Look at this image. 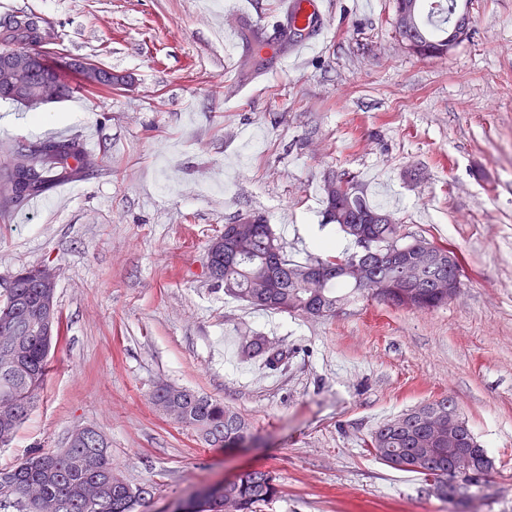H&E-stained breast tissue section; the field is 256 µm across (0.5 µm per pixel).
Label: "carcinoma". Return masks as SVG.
Segmentation results:
<instances>
[{
	"label": "carcinoma",
	"instance_id": "1",
	"mask_svg": "<svg viewBox=\"0 0 512 512\" xmlns=\"http://www.w3.org/2000/svg\"><path fill=\"white\" fill-rule=\"evenodd\" d=\"M467 0H395V25L403 43L448 50V30L471 24ZM32 16L20 11L0 22V41L29 47V34L17 27L16 18ZM80 75L71 60L48 58L36 78L58 83L61 99L74 93L67 73ZM18 167L0 171V220L13 206L46 192L56 181L82 175L95 166L80 142L46 139L20 144ZM324 223L335 224L360 250L338 254L323 248V256L305 263L288 259L271 224L257 214H241L224 225V243L215 250L212 277L224 282V294L262 310L288 315L324 316L336 311L356 294L368 293L395 307L425 310L449 302L448 288L437 281L448 278V264L432 263L421 272L417 284L406 280L400 267L383 257L403 250L410 254L430 244L423 237L407 238L402 225L390 222L392 214L371 205L360 191L355 176L340 171L323 184ZM326 270L324 284L311 287L307 270L312 265ZM32 266L14 275V294L24 297L22 310L8 297L0 299V446L9 444L29 419L49 372V354L59 335L35 336L27 332L31 310L42 292ZM248 354L263 358L275 369L288 353L268 346L260 336L246 347ZM154 406L179 425L198 432L216 448H233L248 433V425L224 401L172 386H160L151 396ZM425 414L448 419V397L423 403L382 422L366 442V451L387 467L413 474L437 495L454 503H468L492 483L488 472L475 479L448 484V470L477 467L492 461L487 449L466 441L448 448L425 432ZM141 486L129 484L112 466L106 447H95L79 437L70 438L61 450L40 449L9 469H0V512H133ZM279 494L271 470L244 472L215 495L197 502L196 512H259Z\"/></svg>",
	"mask_w": 512,
	"mask_h": 512
}]
</instances>
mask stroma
Here are the masks:
<instances>
[{"mask_svg": "<svg viewBox=\"0 0 512 512\" xmlns=\"http://www.w3.org/2000/svg\"><path fill=\"white\" fill-rule=\"evenodd\" d=\"M226 0H12L58 34L51 50L128 76L107 94L45 106L99 164L61 207L0 223V280L57 273L64 335L35 411L0 469L99 430L148 512L260 468L281 492L262 512H458L365 451L384 420L448 395L495 461L477 512H512V0H472L469 35L442 58L410 52L394 0H331L330 36L298 68L253 70L224 44ZM0 166L41 138L0 101ZM353 172L406 235L462 259L458 298L408 311L362 297L323 318L225 296L207 246L261 211L290 258L320 256L328 174ZM259 333L288 353L274 370L244 354ZM223 400L247 422L243 448H214L151 402L158 385Z\"/></svg>", "mask_w": 512, "mask_h": 512, "instance_id": "35a3bbf8", "label": "stroma"}]
</instances>
